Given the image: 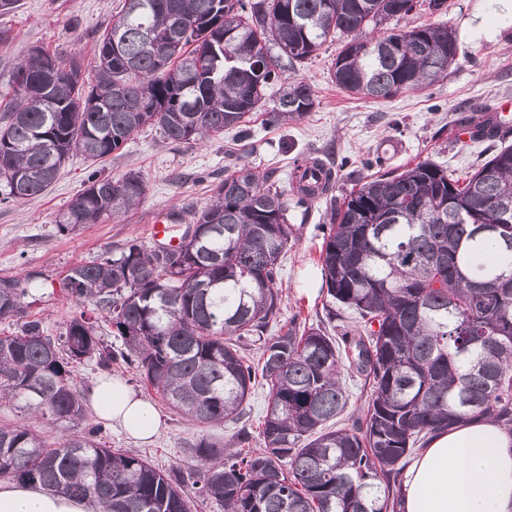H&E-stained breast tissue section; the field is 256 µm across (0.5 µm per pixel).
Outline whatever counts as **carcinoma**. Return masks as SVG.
<instances>
[{"label":"carcinoma","mask_w":512,"mask_h":512,"mask_svg":"<svg viewBox=\"0 0 512 512\" xmlns=\"http://www.w3.org/2000/svg\"><path fill=\"white\" fill-rule=\"evenodd\" d=\"M445 0H124L95 46V80L79 61L32 49L10 77L0 111V192L42 194L75 150L109 157L143 127L164 142L203 141L226 129L250 137L266 92L278 96L266 122L303 118L312 86L286 72L325 43L342 46L332 82L363 99H391L448 76L456 35L445 25L388 28L419 6ZM167 47L160 55L154 43ZM472 142L512 134L463 122ZM332 168L298 164L290 190L244 165L226 174L193 213L181 252L126 243L118 255L72 266L66 292L106 315L120 347L92 318L65 335L38 319L0 336V400L55 423L82 416L74 364L121 361L193 421L241 419L256 383L268 388L262 448L240 429L223 445L200 440L197 494L224 512H397L406 458L467 418L512 434V244L480 227L512 226V145L460 179L424 160L370 177L336 202ZM138 172L93 174L57 219L72 234L144 199ZM329 201L320 254L336 335L294 325L268 334L281 315L277 284L292 233L291 211L312 196ZM498 259L483 263L488 242ZM41 287L39 274L0 278V319ZM260 343L258 362L244 354ZM347 359L370 387L362 417L336 426L349 402ZM99 429L56 448L24 424L0 426V475L40 482L103 505V512H190L185 477L132 451H114Z\"/></svg>","instance_id":"1"}]
</instances>
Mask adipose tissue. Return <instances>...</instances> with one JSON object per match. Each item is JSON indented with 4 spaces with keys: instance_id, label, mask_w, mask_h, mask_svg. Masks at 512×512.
<instances>
[{
    "instance_id": "obj_1",
    "label": "adipose tissue",
    "mask_w": 512,
    "mask_h": 512,
    "mask_svg": "<svg viewBox=\"0 0 512 512\" xmlns=\"http://www.w3.org/2000/svg\"><path fill=\"white\" fill-rule=\"evenodd\" d=\"M94 415L146 441L161 420L126 384L103 376L86 393ZM404 512H512V436L481 420L438 433L408 469ZM0 512H95L40 485L0 482Z\"/></svg>"
}]
</instances>
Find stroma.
Instances as JSON below:
<instances>
[{
	"label": "stroma",
	"mask_w": 512,
	"mask_h": 512,
	"mask_svg": "<svg viewBox=\"0 0 512 512\" xmlns=\"http://www.w3.org/2000/svg\"><path fill=\"white\" fill-rule=\"evenodd\" d=\"M120 0H14L0 9V91L31 48L40 46L63 59L80 61L91 72L97 38L117 11ZM497 0H447L441 11L418 10L405 18L407 26L441 24L456 32L458 55L446 79L422 91H407L387 100L360 99L338 88L330 78L339 42L326 43L316 56L297 68L315 92V107L303 119L281 126L252 122L250 140L239 141L236 131L204 143L165 144L159 130L143 129L102 163L71 153L55 182L41 195L25 201H0V277L29 272L41 275L42 288L33 303L15 317L0 320V336L14 333L25 320L43 321L48 335L64 334L80 313L93 314L97 333L112 341V328L103 314L63 292L60 283L79 263L95 261L102 253H119L127 241L150 243L149 227L161 210L174 213L181 225L191 224L192 211L209 203L216 185L229 169L248 165L273 173L288 186L295 160L320 158L336 175V192H348L368 171L366 160L378 157L382 170H401L431 159L448 170H474L501 147L498 140L471 143L460 138L456 121L470 116L484 120L485 102L512 100V23L498 22ZM118 178L143 174L146 194L126 216L87 225L77 234L59 233L56 217L80 192L92 173ZM325 201L315 202L306 223L293 227L281 260L277 283L282 288V323L308 327L327 322L331 307L322 283L320 250L325 227ZM112 378L121 380L146 399L162 421L158 434L141 443L110 425H99L92 410L82 417L55 424L12 403H0V426L23 422L59 444L92 426L102 428L107 447L134 450L161 470L181 468L190 479L186 490L191 512H224L216 502L197 496L195 481L203 473L201 460L191 454L193 443L230 440L239 427L257 428L267 405L266 386L253 390L241 423L208 426L173 410L155 391L145 387L133 369L113 363Z\"/></svg>",
	"instance_id": "35a3bbf8"
}]
</instances>
